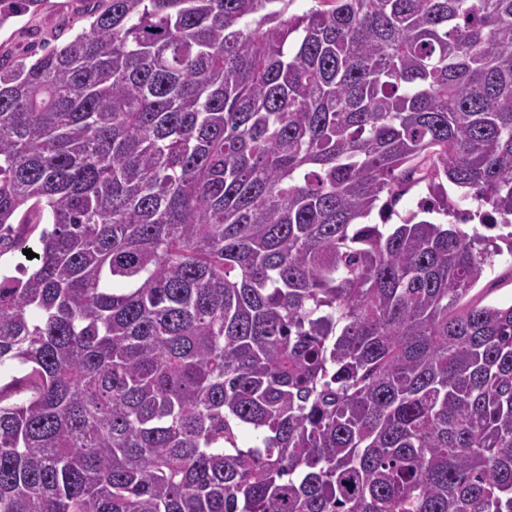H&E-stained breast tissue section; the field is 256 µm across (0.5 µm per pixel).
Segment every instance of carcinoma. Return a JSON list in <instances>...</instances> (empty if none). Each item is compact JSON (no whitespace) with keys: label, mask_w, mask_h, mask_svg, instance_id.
I'll return each instance as SVG.
<instances>
[{"label":"carcinoma","mask_w":512,"mask_h":512,"mask_svg":"<svg viewBox=\"0 0 512 512\" xmlns=\"http://www.w3.org/2000/svg\"><path fill=\"white\" fill-rule=\"evenodd\" d=\"M97 2L0 64V512H512V0ZM482 304H510L512 300V258L505 251L488 276L470 293Z\"/></svg>","instance_id":"carcinoma-1"}]
</instances>
